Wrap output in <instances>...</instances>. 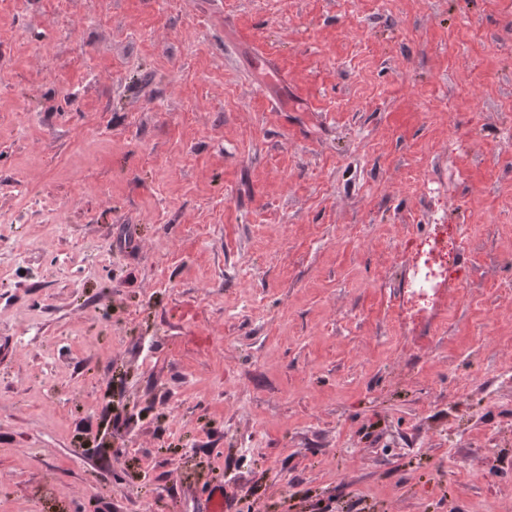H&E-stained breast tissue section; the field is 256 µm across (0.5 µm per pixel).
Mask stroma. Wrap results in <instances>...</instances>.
Segmentation results:
<instances>
[{
	"label": "stroma",
	"mask_w": 512,
	"mask_h": 512,
	"mask_svg": "<svg viewBox=\"0 0 512 512\" xmlns=\"http://www.w3.org/2000/svg\"><path fill=\"white\" fill-rule=\"evenodd\" d=\"M0 220V512H512V0H0ZM419 271L416 289L410 293V299L401 311L404 320H411L422 315L434 301L435 286L447 274L445 281L448 288L456 286V268L448 271V244L442 238L435 239L417 250ZM230 494L226 483L218 482L213 484L206 498L203 510L205 512H233V509L230 507Z\"/></svg>",
	"instance_id": "35a3bbf8"
}]
</instances>
